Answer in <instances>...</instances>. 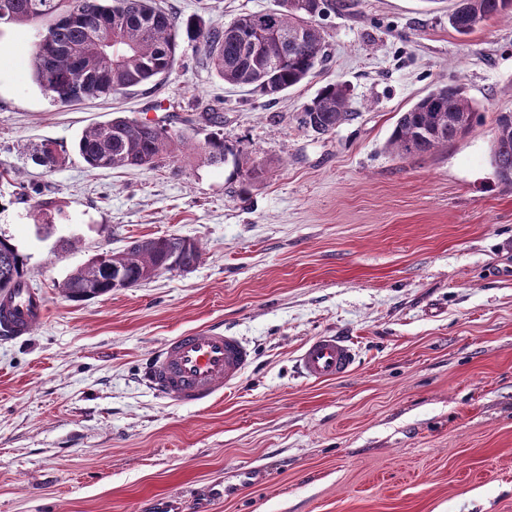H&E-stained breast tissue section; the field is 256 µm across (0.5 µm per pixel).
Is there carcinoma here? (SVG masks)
Here are the masks:
<instances>
[{"mask_svg": "<svg viewBox=\"0 0 512 512\" xmlns=\"http://www.w3.org/2000/svg\"><path fill=\"white\" fill-rule=\"evenodd\" d=\"M0 0V24H42L45 34L31 55L33 81L52 101L69 104L83 98L110 97L130 88L152 84L162 87L177 57L178 38L186 35L205 49L207 65L224 83L249 87L263 97L275 98L307 79L325 55V35L317 18L336 9V0H279V8L253 12L224 26L205 27L197 18L180 21L159 8L155 0ZM512 18V0H456L449 24L466 36L492 18ZM352 116L345 86L325 85L300 114V123L327 134ZM469 132L475 108L457 83L434 87L400 114L388 147L400 157L422 155L455 140L456 127ZM186 140L167 125L126 116L96 123L82 131L75 149L90 170L154 168L174 157ZM210 166L246 167L248 177L263 173L261 164L240 158L215 134L204 147ZM37 164L54 170L65 158L51 143L36 150ZM491 165L497 179L512 186V113L496 118ZM180 258L182 270L201 257L199 244L185 243L179 235L142 236L119 251H103L66 278L70 294L83 300L111 293L112 260L134 286L151 265L165 268L168 256ZM26 284L25 261L9 240L0 237V291L11 296Z\"/></svg>", "mask_w": 512, "mask_h": 512, "instance_id": "obj_1", "label": "carcinoma"}]
</instances>
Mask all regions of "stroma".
<instances>
[{
    "mask_svg": "<svg viewBox=\"0 0 512 512\" xmlns=\"http://www.w3.org/2000/svg\"><path fill=\"white\" fill-rule=\"evenodd\" d=\"M180 19L224 26L277 0H160ZM447 0H336L319 20L326 61L276 99L224 83L181 38L161 91L143 85L70 106L31 80L37 25L0 26V237L26 263L46 318L0 339V512H150L224 483L209 512H512V186L490 162L512 112V20L467 36ZM458 81L473 130L421 156L387 142L400 112ZM346 84L352 116L332 133L298 114ZM213 108L224 140L264 167L242 184L205 165L196 125L154 169L89 170L73 150L122 115L183 119ZM55 143L49 171L33 148ZM52 204L43 223L29 190ZM195 240L190 271L88 301L68 274L140 236ZM213 324L254 362L203 407L138 382L168 337ZM348 337V376L310 383L311 337ZM267 480L238 484L242 468Z\"/></svg>",
    "mask_w": 512,
    "mask_h": 512,
    "instance_id": "1",
    "label": "stroma"
}]
</instances>
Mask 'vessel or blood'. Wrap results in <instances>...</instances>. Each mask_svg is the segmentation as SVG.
Here are the masks:
<instances>
[{"mask_svg":"<svg viewBox=\"0 0 512 512\" xmlns=\"http://www.w3.org/2000/svg\"><path fill=\"white\" fill-rule=\"evenodd\" d=\"M47 315L43 296L29 288L19 289L11 314L0 329L11 337L25 336L30 327ZM253 361L251 347L220 325L186 330L166 340L147 360L140 376L143 385L163 399L181 406H204L236 386ZM296 364L309 382L336 380L356 364V350L346 338L324 334L308 340Z\"/></svg>","mask_w":512,"mask_h":512,"instance_id":"obj_1","label":"vessel or blood"}]
</instances>
